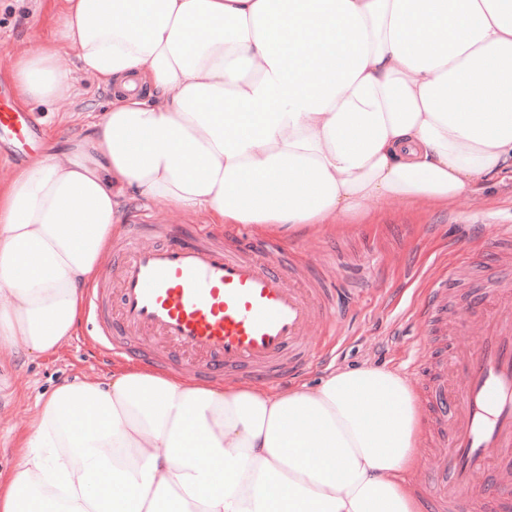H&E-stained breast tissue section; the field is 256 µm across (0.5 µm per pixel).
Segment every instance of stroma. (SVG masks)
Segmentation results:
<instances>
[{
  "mask_svg": "<svg viewBox=\"0 0 512 512\" xmlns=\"http://www.w3.org/2000/svg\"><path fill=\"white\" fill-rule=\"evenodd\" d=\"M66 0H0V74L10 75L18 54L51 40V19ZM74 92L66 102L36 104L37 121L45 139L82 138L90 132V117L112 99L111 88L82 71H74ZM166 206L128 191L120 199L121 224H152L164 220ZM512 225V172L486 184L475 197L438 206L428 202L387 201L371 206L349 222L331 219L314 240L336 263L328 276L337 287L363 282L367 290L344 321L332 361L313 365L300 376L314 385L330 372L369 364L405 373L423 352L417 310L431 281L453 262L452 247H469L474 235L485 243L469 248L462 286L451 299L464 307L468 296L486 280L508 281L512 273L497 272L489 254L501 226ZM86 316H79L73 336L58 352L12 362L0 357V471H13L17 436L38 412L39 400L64 382L105 381L122 357L104 364Z\"/></svg>",
  "mask_w": 512,
  "mask_h": 512,
  "instance_id": "obj_1",
  "label": "stroma"
}]
</instances>
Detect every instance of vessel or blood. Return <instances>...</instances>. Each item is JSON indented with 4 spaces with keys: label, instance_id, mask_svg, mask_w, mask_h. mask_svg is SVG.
Masks as SVG:
<instances>
[{
    "label": "vessel or blood",
    "instance_id": "vessel-or-blood-1",
    "mask_svg": "<svg viewBox=\"0 0 512 512\" xmlns=\"http://www.w3.org/2000/svg\"><path fill=\"white\" fill-rule=\"evenodd\" d=\"M28 157L43 139L35 113L0 80V140ZM102 283L87 297V315L105 355L134 354L158 371L192 368L214 381L229 372L277 386L325 361L329 339L356 305L355 288H331L321 271L295 266L278 244L255 243L238 228L213 236L201 228L131 224L113 248ZM512 269V227L502 228L492 252ZM446 279L429 290L420 322L440 343L438 356L413 366L431 399L423 447L450 462L448 472L418 492L431 512H512V290L482 289L469 306L448 308ZM462 367L456 387L448 365ZM495 474V495L472 484Z\"/></svg>",
    "mask_w": 512,
    "mask_h": 512
}]
</instances>
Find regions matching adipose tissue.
<instances>
[{
  "mask_svg": "<svg viewBox=\"0 0 512 512\" xmlns=\"http://www.w3.org/2000/svg\"><path fill=\"white\" fill-rule=\"evenodd\" d=\"M24 99L111 87L0 189V345L73 335L128 189L269 232L467 199L512 166V0H66ZM417 395L374 366L272 393L131 366L58 385L0 512H422Z\"/></svg>",
  "mask_w": 512,
  "mask_h": 512,
  "instance_id": "1",
  "label": "adipose tissue"
}]
</instances>
